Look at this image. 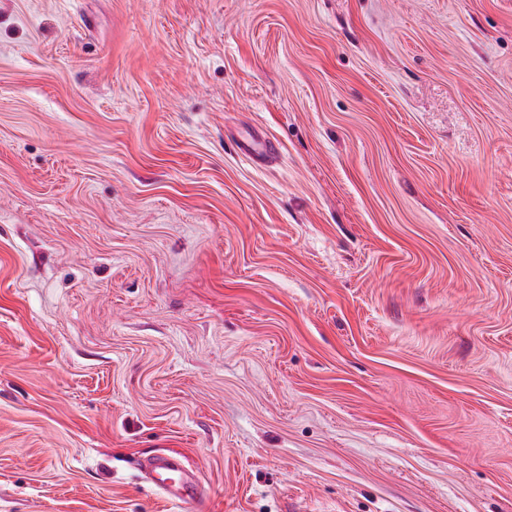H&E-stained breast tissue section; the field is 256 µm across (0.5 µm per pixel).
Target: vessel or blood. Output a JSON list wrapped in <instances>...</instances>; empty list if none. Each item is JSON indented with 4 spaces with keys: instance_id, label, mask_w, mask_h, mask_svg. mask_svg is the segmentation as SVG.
Listing matches in <instances>:
<instances>
[{
    "instance_id": "obj_1",
    "label": "vessel or blood",
    "mask_w": 512,
    "mask_h": 512,
    "mask_svg": "<svg viewBox=\"0 0 512 512\" xmlns=\"http://www.w3.org/2000/svg\"><path fill=\"white\" fill-rule=\"evenodd\" d=\"M238 148L240 153L256 164L267 163L275 152L271 141L250 133L243 136ZM145 481L167 501L184 505L191 512H207V494L197 472L187 465L183 456L160 453L143 465Z\"/></svg>"
}]
</instances>
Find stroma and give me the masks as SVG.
Here are the masks:
<instances>
[{"label": "stroma", "mask_w": 512, "mask_h": 512, "mask_svg": "<svg viewBox=\"0 0 512 512\" xmlns=\"http://www.w3.org/2000/svg\"><path fill=\"white\" fill-rule=\"evenodd\" d=\"M161 452L512 512V0H0V512H189ZM240 153L256 164H265L275 152V144L255 133H248L238 143Z\"/></svg>", "instance_id": "1"}]
</instances>
